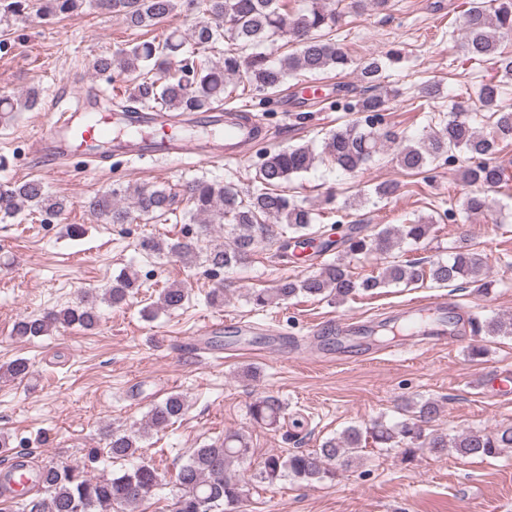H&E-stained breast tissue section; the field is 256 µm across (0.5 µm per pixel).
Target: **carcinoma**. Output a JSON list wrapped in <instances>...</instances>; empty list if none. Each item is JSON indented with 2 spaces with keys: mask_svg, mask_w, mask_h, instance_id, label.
I'll list each match as a JSON object with an SVG mask.
<instances>
[{
  "mask_svg": "<svg viewBox=\"0 0 512 512\" xmlns=\"http://www.w3.org/2000/svg\"><path fill=\"white\" fill-rule=\"evenodd\" d=\"M83 0H0V18L11 14L33 13L48 20L65 18L77 11ZM97 6L120 16L130 27H154L175 12L190 21L188 32L175 28L163 37L143 41L120 52L119 57L101 56L94 63L98 74L112 76V82L126 84L127 98L156 112H208L222 105L227 84H241L254 95H273L282 90L288 78L298 72L317 75L328 70L341 73L352 63L336 43L332 33L340 13L326 0H309V6L297 13L286 9L285 0H97ZM464 50L473 60L495 61L503 77L512 79V57L498 53L500 39L512 36V0H471L459 17ZM289 39L298 49L274 57L261 50ZM224 46L222 60L206 65L195 59V51L209 49L219 42ZM385 63L371 56L358 67L359 81L371 90L348 104L349 110L363 115L332 131L323 142L324 158L345 175H355L380 152L388 134L376 121L387 111L388 97L376 92ZM504 82L492 80L479 89L480 110L452 112L448 120L434 125L415 141L399 142L396 162L408 172H419L432 163L455 153L471 161L464 171L465 181L476 186L466 195L463 213L473 216L490 211L485 190L509 182L505 169L494 161L500 145L512 142V105L504 103ZM40 102L39 92L31 90L22 97H0V117L13 112L33 110ZM491 120L492 134L484 135L479 125ZM316 155L307 146L266 151L259 156L257 175L260 186L245 193L232 185L196 180L185 187L190 212L202 220L200 234L211 224L232 225V242L206 253L205 262L217 269H229L247 259L269 235L270 222L280 226L284 239L283 257L288 248L309 247L319 254L338 249L336 259L300 279L284 278L273 287L251 293V301L264 308L299 295L333 298L343 302L360 292H369L392 284L412 285L430 280L444 285L468 281L487 295L492 281L483 276V260L476 252L460 248L448 258L395 263L387 256L402 243L424 245L436 232L437 220L419 218L409 224L386 226L363 233L359 225L338 240H332L316 226L314 210L294 195L278 187L308 172ZM179 194L168 187L127 185L95 195L85 201L89 211L108 224H128L136 218L167 219L175 211ZM65 208L63 200L51 195L44 184L31 179L0 188V220L17 217L25 210L42 216L55 215ZM147 253L164 249L187 262L197 258V242L190 239L163 244L153 238L141 242ZM382 261L376 274L357 279L349 270V260ZM138 279L133 273H119L98 294L90 292L74 306L52 309L40 315L24 316L14 325L18 340L47 336L61 327L94 329L99 322L98 303L120 306L136 294ZM188 292L172 283L159 295V304L170 310L183 306ZM478 329L488 336H511L512 318L494 317ZM29 363L16 358L0 365V377L23 379ZM185 399L178 393L166 396L147 413L146 427L136 431L112 429L107 432V455L114 460L138 458L139 436L151 429H163L185 412ZM412 416L394 425L381 420L368 427L351 426L339 437L323 441L313 451H298L283 457L268 455L253 475L234 479L227 472L250 453L248 437L241 431L227 432L224 438L193 450L178 470L173 512H230L237 507L254 483L274 485L284 473L308 483L336 477V468L350 466L371 439L383 448H400L411 459L419 448L443 455L453 448L462 457L494 458L504 448H512V427L492 431L466 430L453 437L448 433L427 431L425 424L439 414V404L426 400L408 403ZM285 404L272 393L257 396L249 405L253 424L274 428L284 417ZM101 462L93 450L83 465H68L52 460L36 470L37 495L16 502V512H138L162 485L157 468L140 461L127 468L98 477L88 475V464Z\"/></svg>",
  "mask_w": 512,
  "mask_h": 512,
  "instance_id": "1",
  "label": "carcinoma"
}]
</instances>
